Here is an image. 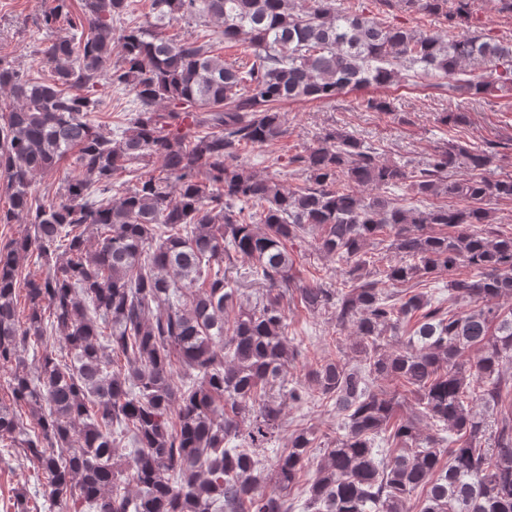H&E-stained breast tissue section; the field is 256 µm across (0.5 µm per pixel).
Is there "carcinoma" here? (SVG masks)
<instances>
[{
    "instance_id": "obj_1",
    "label": "carcinoma",
    "mask_w": 512,
    "mask_h": 512,
    "mask_svg": "<svg viewBox=\"0 0 512 512\" xmlns=\"http://www.w3.org/2000/svg\"><path fill=\"white\" fill-rule=\"evenodd\" d=\"M54 2L42 26L64 20L69 31L38 49L50 78L28 79L0 56V224L22 216L28 226L0 248V368L12 397L0 403V437L41 472L50 508L293 512L287 492L314 432L294 431L270 463L265 452L286 403L318 400L334 404L340 433L322 448L303 512H409L419 491V512H512V309L497 304L512 297V232L487 229L482 207L512 200V177L491 173L498 153L450 140L410 171L333 129L289 159L311 182L294 190L238 161L240 146L286 136L281 104L390 87L403 70L468 98L511 91L512 42L463 27L469 0L453 12L448 0H400L443 17V35L336 0H152L147 26L124 23L133 0H81L74 18L70 0ZM180 19L224 30L166 36ZM221 42L245 44L246 58L225 59ZM104 80L133 96L117 138L95 118ZM70 153L77 173L56 200L32 196L34 178ZM153 158L159 174L112 193L117 175ZM355 186L405 188L422 206ZM441 197L459 204L431 202ZM382 233L401 260L369 279L367 247ZM307 235L343 268V287L298 277L287 243ZM33 255L42 270L21 275ZM240 258L251 266L235 276ZM460 267L470 275L454 276ZM443 271L448 298L437 303L424 292L393 303L380 287ZM245 279L265 293L249 300ZM292 285L305 309L353 327L359 358L316 362L311 392L284 378L298 355L282 303ZM414 317L390 348L387 334ZM409 393L413 415L398 419Z\"/></svg>"
}]
</instances>
